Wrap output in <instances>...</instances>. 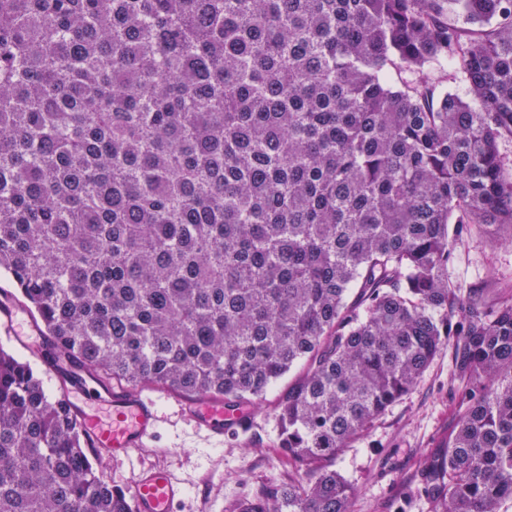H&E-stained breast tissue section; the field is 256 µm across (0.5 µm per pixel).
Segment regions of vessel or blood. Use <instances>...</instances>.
Segmentation results:
<instances>
[{
	"label": "vessel or blood",
	"mask_w": 512,
	"mask_h": 512,
	"mask_svg": "<svg viewBox=\"0 0 512 512\" xmlns=\"http://www.w3.org/2000/svg\"><path fill=\"white\" fill-rule=\"evenodd\" d=\"M80 382H72L67 400L77 407V418L88 446L115 459L131 457L146 440L152 439L161 421L156 403L150 399L114 390L99 398L102 415L80 403ZM190 421L216 437L250 423L249 412H231L223 400L202 398L186 409ZM134 500L138 512H171L184 493V485L164 465H150L132 474Z\"/></svg>",
	"instance_id": "b4317fda"
}]
</instances>
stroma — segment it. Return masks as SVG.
<instances>
[{
	"mask_svg": "<svg viewBox=\"0 0 512 512\" xmlns=\"http://www.w3.org/2000/svg\"><path fill=\"white\" fill-rule=\"evenodd\" d=\"M448 276L466 288H480L488 298L512 294V239H491L472 230L456 251ZM0 348L27 362L49 395L65 394L68 383L57 366L37 351L0 331ZM162 421L155 438L131 459L95 455L100 478L132 492L131 473L138 466L165 464L186 479L187 492L173 512H231L262 485L294 475L278 447L275 395L253 408L249 432H233L216 442L200 434L183 413L186 400L154 388ZM465 408V385L454 372L450 349H442L415 387L378 416L351 441L336 468L353 487L352 512H430L420 484L427 455L447 445Z\"/></svg>",
	"mask_w": 512,
	"mask_h": 512,
	"instance_id": "obj_1",
	"label": "stroma"
}]
</instances>
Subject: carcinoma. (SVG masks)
<instances>
[{"instance_id": "cac0c4a2", "label": "carcinoma", "mask_w": 512, "mask_h": 512, "mask_svg": "<svg viewBox=\"0 0 512 512\" xmlns=\"http://www.w3.org/2000/svg\"><path fill=\"white\" fill-rule=\"evenodd\" d=\"M507 143L512 0H0V273L60 371L249 409L301 367L295 477L233 512H351L336 458L446 344L433 512L512 499V296L448 278L512 238ZM0 512H135L1 348Z\"/></svg>"}]
</instances>
